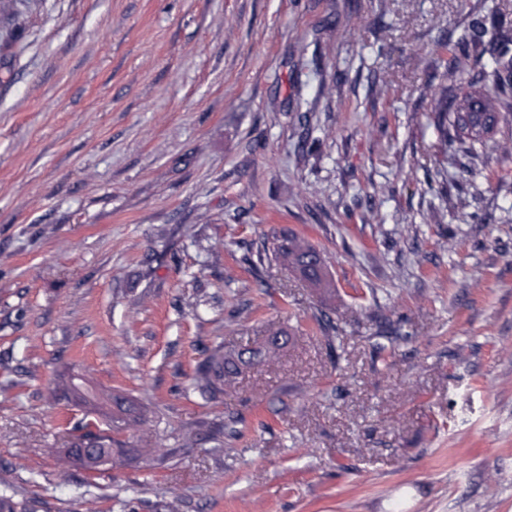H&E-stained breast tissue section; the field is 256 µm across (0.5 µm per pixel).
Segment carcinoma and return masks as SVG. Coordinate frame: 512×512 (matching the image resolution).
<instances>
[{
    "label": "carcinoma",
    "mask_w": 512,
    "mask_h": 512,
    "mask_svg": "<svg viewBox=\"0 0 512 512\" xmlns=\"http://www.w3.org/2000/svg\"><path fill=\"white\" fill-rule=\"evenodd\" d=\"M479 30L480 34L473 35L471 44L475 48L482 47L481 54L487 56L485 67L499 92H490L476 84L466 90L459 87V76L467 68L471 53L467 46L452 51L446 61L450 84L442 89L445 108L433 122L440 139L463 155L471 170L482 164L481 149L512 139V56L509 55L512 34L504 27L489 32L481 25ZM486 34L490 38L485 42L482 36ZM273 253L289 271L310 286L326 295L335 292V281L321 253L293 229L283 227L278 231ZM275 346L276 342L272 341L266 349L252 351L247 357L242 353H227L222 345L215 346L197 366L192 390L209 400L220 398L224 395V382L238 375L243 367L260 362L265 350ZM124 454L125 449L110 448L100 442L97 450L85 454L84 459L95 468Z\"/></svg>",
    "instance_id": "obj_1"
}]
</instances>
